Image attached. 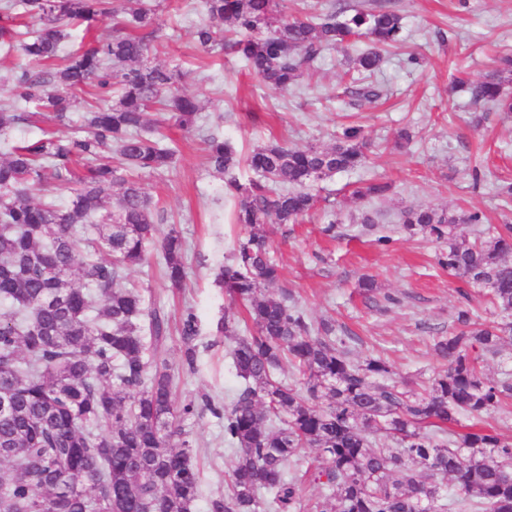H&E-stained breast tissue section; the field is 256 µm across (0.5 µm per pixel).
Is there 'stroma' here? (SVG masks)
<instances>
[{
	"instance_id": "obj_1",
	"label": "stroma",
	"mask_w": 512,
	"mask_h": 512,
	"mask_svg": "<svg viewBox=\"0 0 512 512\" xmlns=\"http://www.w3.org/2000/svg\"><path fill=\"white\" fill-rule=\"evenodd\" d=\"M150 2L163 24L154 61L181 64L187 89L203 104L193 133L160 127L165 143L177 150L175 162L163 174L142 178L164 211L160 233L174 227L185 241V277L181 289L172 288L153 250L148 264L126 270L116 285L140 287L147 307L164 312L171 323H178L184 308L197 314L195 368L184 366L178 334L167 342L178 401L205 394L221 404L239 384L229 343L216 332L218 320L238 306L216 275L245 230L233 221L237 198L208 165L205 135H220L244 159L273 142L328 146L348 125L361 126L368 161L320 182L316 209L303 222L268 225L281 268L273 290L312 319H335L351 338L355 360L386 359L398 381L424 387L444 366L433 340L453 331L457 307L469 304L487 321L498 315L478 289L437 264L438 243L403 231L400 216L422 206L454 215L481 212L488 229L512 224V196L501 194L503 185L512 184V112L485 111L471 103L466 89L493 74L497 52L512 51V0H305L319 13L354 7L395 12L404 42L385 53L376 74L356 83L344 73L367 43L327 51L310 79L285 91L260 84L241 56L199 52L193 30L204 16L202 0ZM82 116V110L71 112L66 126L48 114L20 125L0 137V155L46 131L68 136ZM404 130L412 139L402 145L398 135ZM375 179L392 185L383 200L369 204L354 196V189ZM369 209L379 213L370 226L360 221ZM331 220L336 231L324 234ZM365 276L376 282L369 296L358 286ZM187 428L202 480L196 512H208L210 496L224 490L233 453L224 446L222 420L210 412Z\"/></svg>"
}]
</instances>
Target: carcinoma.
Listing matches in <instances>:
<instances>
[{"mask_svg":"<svg viewBox=\"0 0 512 512\" xmlns=\"http://www.w3.org/2000/svg\"><path fill=\"white\" fill-rule=\"evenodd\" d=\"M288 0H204L193 32L206 54H241L265 84L286 90L310 75L327 49L367 38L373 47L354 68L372 73L382 51L403 42L399 15L356 9L299 19ZM114 34L62 54L75 26L101 21ZM159 39L156 9L146 0H4L0 47L18 49L28 64L12 81V101L0 105V133L30 121L33 102L58 122L81 95L95 105L84 130L14 145L0 159V512H196L201 495L195 449L185 423L193 400H173L166 315L145 306L137 288H116L123 269L147 261L159 211L136 175L172 166L175 151L144 132L153 109L185 132L196 129L199 99L183 88L179 68L150 59ZM512 80V55L496 61L489 79L469 87L473 104L512 112L502 85ZM208 162L225 189L239 197L236 223L245 227L231 263L218 274L243 309L251 330L224 316L241 379L223 406L203 408L224 419V445L234 461L224 493L208 512H512V437L495 430L455 432L466 414L490 416L512 399V382L479 367L512 341V320L480 323L467 306L457 331L435 345L447 361L423 391L406 390L380 358H351V337L329 320L313 321L268 292L280 270L265 224H289L317 203L313 186L365 164L360 129L349 127L330 148L256 149L257 178L242 186L232 146L207 139ZM86 166L78 177L75 167ZM78 183L64 207L33 199L48 185ZM116 190L115 197L110 191ZM391 189L373 180L360 198ZM405 229L444 245L438 264L512 317V225L487 240L472 235L483 214H439L417 208ZM166 275L184 279L183 241L172 228L159 245ZM183 361L194 368L199 321L184 310ZM301 386L279 380L285 365ZM317 455L305 459L303 448ZM323 488L312 503L306 481ZM450 480L448 494L438 482Z\"/></svg>","mask_w":512,"mask_h":512,"instance_id":"cac0c4a2","label":"carcinoma"}]
</instances>
